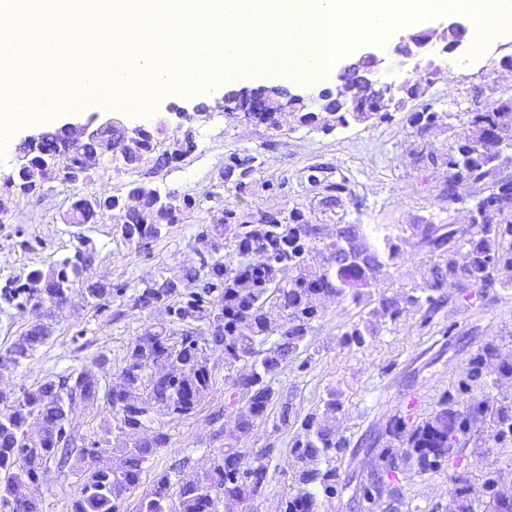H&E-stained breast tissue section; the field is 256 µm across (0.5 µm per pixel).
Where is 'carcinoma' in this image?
I'll return each instance as SVG.
<instances>
[{
	"label": "carcinoma",
	"instance_id": "obj_1",
	"mask_svg": "<svg viewBox=\"0 0 512 512\" xmlns=\"http://www.w3.org/2000/svg\"><path fill=\"white\" fill-rule=\"evenodd\" d=\"M322 120L330 125L347 123L343 112H327L320 117L313 112L301 115V121L313 125ZM500 136L512 147V103H495L486 109L467 113L460 134L456 135L448 153L434 160V165L448 167V177L465 172L481 180L491 195L480 203L499 205V217L480 225L477 233L463 239L469 262L456 266L446 247L449 236L442 224H426L422 238L432 251L448 254L443 264L431 268L421 294H411L405 302L422 310L421 321L431 322L444 299L448 278L468 281H492L496 268L512 270V152L481 153L470 148L468 140ZM66 133L47 130L33 148L24 147L28 161L34 163L54 155ZM227 173L239 170V176L254 172V158H229ZM133 191L142 193L141 208L129 211L120 225L123 238L137 248L146 247L161 237L175 223L179 206L161 200L156 190L138 184ZM118 197L108 196L97 203L84 196L72 205L82 207L85 219L95 222L109 208L117 206ZM356 228L339 224L330 242L324 245L326 255L313 264L311 253L317 235L313 225L293 211L287 224H238L235 251L253 252L261 257L257 263L241 262L229 267L221 260L203 261L200 268L186 270L184 279L197 283V288H165L155 278L140 280L131 296L132 307L160 309L170 322L185 326L178 338L167 332L162 322L138 337L129 347L121 384L102 387L100 379L90 370H73L56 380H48L20 393L0 389V512H42L40 500L21 494L22 487L44 480L55 467L63 473L73 467L71 461H82L87 448L79 447L66 430L73 401L89 409H108L115 425L105 429L117 433L127 442L116 454L103 461L95 472L85 473L79 494L72 500L71 512H120L126 496L140 485L143 472L154 461L158 450L168 447L169 435L150 427L151 412L163 406L176 418L190 417L208 394L211 370L206 351L224 352V363L233 367L245 359H253L250 373L236 379L247 399V410L240 414L238 428L249 432L262 419L275 391L271 380L282 363L296 357L306 338L307 328L316 313L305 314L313 306V297L343 296L350 292L358 297L363 288L377 286L378 273L385 257H394L395 247L375 250V256L347 267H329L326 262L340 250L343 240ZM73 256L50 265L47 270H33L25 280L11 278L0 286V302L10 306L15 301L40 307L64 304L74 286L84 288V296L95 300L97 309L112 304L113 295H123L124 288L92 281L87 270L94 258L88 239L77 236ZM303 268L301 274L287 285L278 275L290 266ZM276 306L283 314V323L272 329L267 307ZM202 322L207 328L193 326ZM275 340H270L271 335ZM49 326L35 323L10 343L0 354V367H18L31 359L50 339ZM268 348H263V345ZM496 344L488 342L470 359L469 372L459 382L457 394H448L441 409L420 423L402 416L392 418L386 428L388 435L406 445L402 452L392 448H369L374 466L382 474L395 477L406 468L419 475L455 471L448 475L452 484L453 512H475L471 498L473 485L470 472L459 471L464 444L460 437L480 427L498 443H512V405L503 404L490 391L504 379L512 378V363L498 361ZM483 394L463 400L473 386ZM332 397L326 402V413L309 414L300 424L302 435L295 440L291 453L297 468L295 493L288 496L283 512H318L322 500L342 495L352 479L343 480L336 468L329 466L333 453L344 447L336 437L328 413L339 409ZM42 424L38 436L29 431V419ZM147 432L142 437L140 433ZM272 449L267 448L247 459L226 446L206 469L202 484L194 486L173 480L182 466L173 464L155 475L151 490L139 500L136 512H246L267 481ZM479 479L487 485L483 512H503L501 500L512 495L495 487V472L486 467Z\"/></svg>",
	"mask_w": 512,
	"mask_h": 512
}]
</instances>
